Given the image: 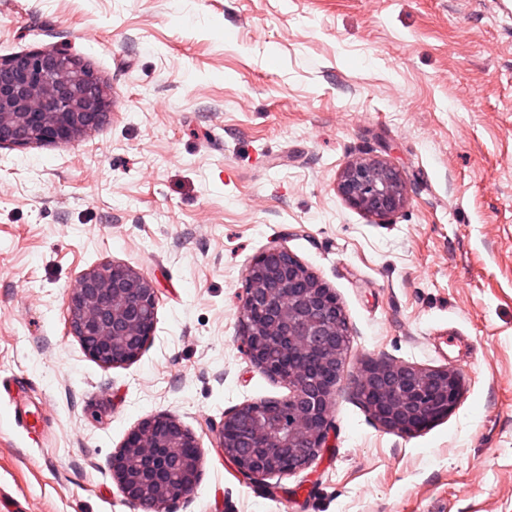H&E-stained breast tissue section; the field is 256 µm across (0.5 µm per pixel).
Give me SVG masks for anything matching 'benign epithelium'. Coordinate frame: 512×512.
<instances>
[{
  "instance_id": "obj_1",
  "label": "benign epithelium",
  "mask_w": 512,
  "mask_h": 512,
  "mask_svg": "<svg viewBox=\"0 0 512 512\" xmlns=\"http://www.w3.org/2000/svg\"><path fill=\"white\" fill-rule=\"evenodd\" d=\"M82 66L51 48L0 58V146L70 142L109 112L110 95ZM336 190L352 208L379 221L406 203L404 172L388 159L365 156L339 174ZM68 328L104 367L136 361L154 335L153 283L121 264L90 270L68 295ZM242 337L252 364L290 388L286 400L247 403L224 414L220 448L246 479L306 468L325 447L330 405L340 387L346 320L335 293L282 245L251 261L243 297ZM353 389L388 430L412 434L444 418L463 392L452 367L424 369L376 360ZM199 438L168 415L143 419L110 461L124 501L156 512L188 498L201 478Z\"/></svg>"
}]
</instances>
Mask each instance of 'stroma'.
I'll use <instances>...</instances> for the list:
<instances>
[{
    "instance_id": "stroma-1",
    "label": "stroma",
    "mask_w": 512,
    "mask_h": 512,
    "mask_svg": "<svg viewBox=\"0 0 512 512\" xmlns=\"http://www.w3.org/2000/svg\"><path fill=\"white\" fill-rule=\"evenodd\" d=\"M42 47L114 106L75 141L0 149V512H137L110 459L154 415L204 448L174 512H512V0H0V56ZM366 154L408 177L386 223L336 191ZM275 242L335 292L350 344L325 448L264 488L217 430L289 394L241 344ZM112 263L158 306L141 356L106 368L64 303ZM380 359L455 367L462 396L385 429L351 384Z\"/></svg>"
}]
</instances>
